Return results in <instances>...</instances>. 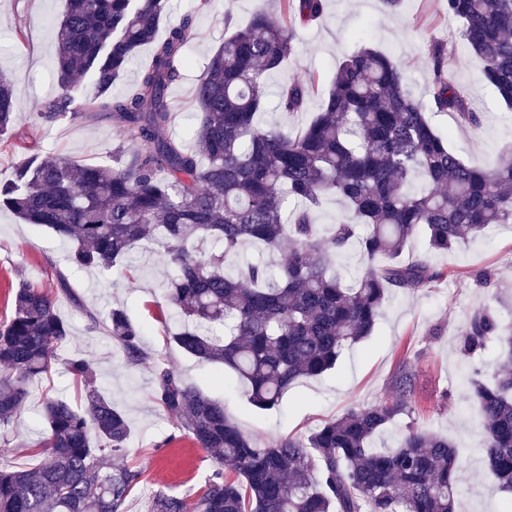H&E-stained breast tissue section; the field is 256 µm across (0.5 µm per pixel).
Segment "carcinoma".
Masks as SVG:
<instances>
[{
  "instance_id": "1",
  "label": "carcinoma",
  "mask_w": 512,
  "mask_h": 512,
  "mask_svg": "<svg viewBox=\"0 0 512 512\" xmlns=\"http://www.w3.org/2000/svg\"><path fill=\"white\" fill-rule=\"evenodd\" d=\"M286 23L256 10L244 26L224 16L227 35L203 65L193 101L199 114L194 146L166 135L173 121L169 88L188 65L191 18L169 17L168 0H67L57 23L59 94L40 113L45 123L106 119L118 136L109 162L78 164L43 153L18 129L13 86L0 75V141L25 154L0 185V209L46 227L71 244L68 262L108 271L147 243L173 273L161 282L178 318L171 339L201 363L221 365L244 384L261 410L279 404L301 378L336 367L349 346L370 336L390 293L418 291L442 277L427 259L398 262L422 234L433 251L495 224H512V147L487 168L466 164L448 147L429 113L454 112L477 127L448 75L447 48L429 50V102L415 98L400 65L356 39L336 67L320 111L300 131L262 126L267 77L294 50L298 26L318 20L325 0H281ZM448 16L483 62V76L512 109V0H447ZM164 37H158L161 26ZM151 56L136 83L119 94L138 51ZM90 75L96 95L77 105L69 90ZM309 89L291 83L278 108L301 110ZM336 197L344 211L328 227L313 208ZM291 243L273 269L250 262L229 273L240 251ZM356 248L369 262L387 260L347 284L334 261ZM90 329L102 327L125 361L146 360L144 329L118 305L101 314L84 305L66 275L56 274ZM70 337L49 292L22 286L13 315L0 325V455L12 450L5 431L29 398L27 382L50 372ZM498 344L493 381L471 382L485 463L512 495V318L491 307L474 311L460 332L468 356ZM66 372L91 385L76 409L47 398L42 462L0 468V512H124L142 472L112 468L126 448L131 421L94 385L93 360L81 351ZM399 397L351 408L305 439L259 443L224 406L186 384L168 366L155 370L154 399L198 447L231 466L188 504L159 494L151 512H458L460 459L448 438L412 425L392 451L373 447L396 417L412 416L413 374L395 382Z\"/></svg>"
}]
</instances>
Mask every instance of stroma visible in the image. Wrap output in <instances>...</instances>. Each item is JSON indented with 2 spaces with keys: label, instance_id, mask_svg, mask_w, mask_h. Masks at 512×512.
Here are the masks:
<instances>
[{
  "label": "stroma",
  "instance_id": "35a3bbf8",
  "mask_svg": "<svg viewBox=\"0 0 512 512\" xmlns=\"http://www.w3.org/2000/svg\"><path fill=\"white\" fill-rule=\"evenodd\" d=\"M172 4L174 17L189 14L194 20L190 64L169 92L175 112L171 133L187 141L197 125L192 90L208 55L224 40L225 16L243 24L261 5L272 21H282L285 15L281 0H214L209 8L201 7L200 0H172ZM64 10L65 0H0V72L12 81L16 110L42 151L82 164L102 163L116 143L110 123L73 119L44 124L38 117L57 90L54 26ZM457 27L445 0H401L393 12L383 0H327L318 21L297 28L294 53L269 77L262 121L293 131L305 127L319 112L337 65L354 49V35L360 31L368 35L373 48L400 64L413 94L426 98L428 52L433 43L441 42L448 50L450 77L469 107L481 113L482 123L476 128L465 126L449 112L432 113V123L463 161L488 166L512 145V109L500 103L483 76L480 58L458 35ZM294 82L310 85L311 92L305 109L290 114L278 110L275 102L279 86ZM67 252V242L54 234L0 211V323L10 317L11 299L19 286L49 290L60 271L85 305L101 310L123 305L145 327L143 344L149 359L130 365L103 329H89L66 298L56 301L58 313L70 324L72 348L94 360L98 384L132 422L127 448L112 459L113 465L142 473L126 499L125 512H149L159 493L195 497L219 469L210 453L194 444L155 403L154 370L160 363L222 403L243 432L262 442L304 437L348 409L395 398L396 377L410 370L416 377L414 414L396 419L376 435L375 447L392 450L410 424L448 437L462 462L460 512H505L507 498L484 465V437L477 408L469 398L471 380L494 373L496 352L490 349L467 358L460 350L459 334L475 310L493 302L495 291L478 282L479 273L491 272L497 283L512 286V224L495 225L448 252L429 250L423 236L412 239L402 261L427 256L442 271V279L419 291L390 295L371 336L345 349L335 369L291 387L268 411L252 407L243 384L224 379L222 369L200 363L175 347L171 340L175 322L159 287L170 269L155 255L138 250V270L128 277L118 271L101 275L70 266ZM29 387L30 401L9 427L16 449L0 457L2 468L38 463L44 399L61 397L76 406L86 394L85 384L74 381L59 363L30 381Z\"/></svg>",
  "mask_w": 512,
  "mask_h": 512
}]
</instances>
